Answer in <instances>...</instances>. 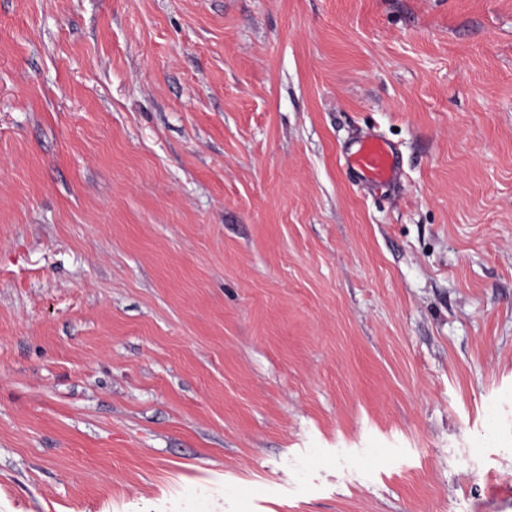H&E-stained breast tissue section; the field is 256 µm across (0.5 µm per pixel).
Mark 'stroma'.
Wrapping results in <instances>:
<instances>
[{"instance_id": "35a3bbf8", "label": "stroma", "mask_w": 512, "mask_h": 512, "mask_svg": "<svg viewBox=\"0 0 512 512\" xmlns=\"http://www.w3.org/2000/svg\"><path fill=\"white\" fill-rule=\"evenodd\" d=\"M0 512H512V0H0ZM347 164L359 178L370 185H383L397 178L398 156L383 137L367 134L359 138L357 148L348 155Z\"/></svg>"}]
</instances>
